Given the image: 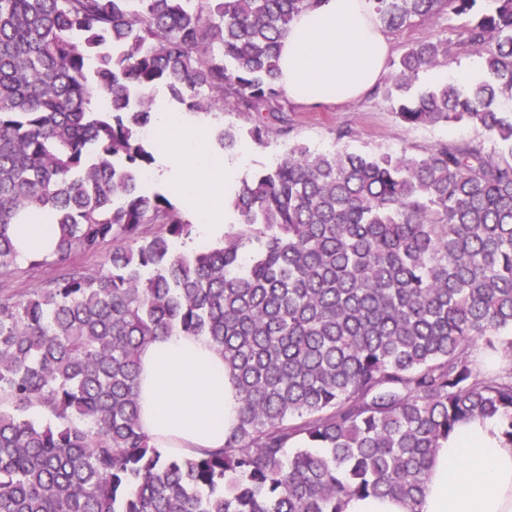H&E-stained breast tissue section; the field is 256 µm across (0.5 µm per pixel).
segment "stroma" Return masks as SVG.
I'll use <instances>...</instances> for the list:
<instances>
[{
    "label": "stroma",
    "instance_id": "1",
    "mask_svg": "<svg viewBox=\"0 0 512 512\" xmlns=\"http://www.w3.org/2000/svg\"><path fill=\"white\" fill-rule=\"evenodd\" d=\"M288 135L271 134L266 146L252 143L247 131L255 123L251 112H227L220 117L198 115V122L209 125L212 135L210 149L217 154L227 149L217 136L222 129L238 132L239 137L231 155L242 159V177L249 178L269 167L289 146L299 144L313 150L328 151L336 146L335 131L349 127L354 131L352 139L345 141L348 151L363 154L408 153L417 155L423 150L439 145H459L484 140L481 129L468 126L434 125L411 127L400 122L381 88H374L363 99L346 104L310 105L293 104L288 114ZM60 273L53 261L32 264L27 261L14 264L0 274V289L20 297L32 288L48 287Z\"/></svg>",
    "mask_w": 512,
    "mask_h": 512
}]
</instances>
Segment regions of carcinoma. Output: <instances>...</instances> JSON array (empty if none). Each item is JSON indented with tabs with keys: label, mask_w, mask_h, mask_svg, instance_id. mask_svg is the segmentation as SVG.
<instances>
[{
	"label": "carcinoma",
	"mask_w": 512,
	"mask_h": 512,
	"mask_svg": "<svg viewBox=\"0 0 512 512\" xmlns=\"http://www.w3.org/2000/svg\"><path fill=\"white\" fill-rule=\"evenodd\" d=\"M322 2L0 0V271L21 224L55 225L65 265L0 292V512L414 504L462 422L495 418L512 443V0H371L395 36L468 18L392 60L384 96L405 124L485 142L294 146L241 181L224 240L190 254L174 243L192 224L140 183L161 88L192 112L256 113L259 146L288 132L281 41ZM453 47L484 77L412 92ZM106 243V269L70 265ZM172 332L209 337L236 383L222 448L183 457L140 429L138 353ZM343 512H412L411 505L390 497L349 499Z\"/></svg>",
	"instance_id": "carcinoma-1"
}]
</instances>
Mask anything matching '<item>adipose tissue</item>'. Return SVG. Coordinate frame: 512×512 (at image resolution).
Segmentation results:
<instances>
[{
	"instance_id": "ef3b65f1",
	"label": "adipose tissue",
	"mask_w": 512,
	"mask_h": 512,
	"mask_svg": "<svg viewBox=\"0 0 512 512\" xmlns=\"http://www.w3.org/2000/svg\"><path fill=\"white\" fill-rule=\"evenodd\" d=\"M391 50L369 0H324L298 16L280 47V83L299 102L361 97L380 79ZM151 135L162 145L153 176L174 184L196 242L224 238V193L241 159L212 153L205 126L156 102ZM139 425L158 445L188 454L220 448L237 423L235 384L208 337L174 332L139 353ZM343 512H512V443L493 419H473L441 441L417 505L390 497L349 499Z\"/></svg>"
}]
</instances>
